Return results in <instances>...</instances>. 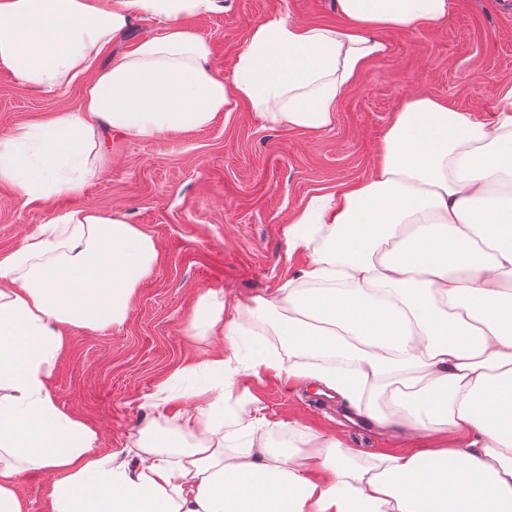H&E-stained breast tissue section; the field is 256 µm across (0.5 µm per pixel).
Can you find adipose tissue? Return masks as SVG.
I'll list each match as a JSON object with an SVG mask.
<instances>
[{
	"instance_id": "adipose-tissue-1",
	"label": "adipose tissue",
	"mask_w": 512,
	"mask_h": 512,
	"mask_svg": "<svg viewBox=\"0 0 512 512\" xmlns=\"http://www.w3.org/2000/svg\"><path fill=\"white\" fill-rule=\"evenodd\" d=\"M452 0H336L344 27L273 14L254 23L230 78L190 19L223 0H0V68L35 92L83 86V104L0 135V183L28 202L78 192L103 164L100 127L147 140L196 131L248 105L273 128L329 130L365 64L387 55L382 30L445 23ZM156 33L122 55L112 45L142 17ZM304 256L278 288L236 307L202 293L191 329L227 343L270 322L279 348L247 361L212 357L206 406L180 412L208 438L177 458L130 466L63 411L49 380L65 329L123 322L157 259L124 214L66 211L0 258V512H26L20 477H60L49 512H512V81L492 121L428 97L396 112L373 175L313 197L285 229ZM272 372L316 384L415 447L361 468L351 449L294 435L231 406L240 376ZM247 436L233 446L230 434Z\"/></svg>"
}]
</instances>
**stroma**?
Masks as SVG:
<instances>
[{
    "instance_id": "35a3bbf8",
    "label": "stroma",
    "mask_w": 512,
    "mask_h": 512,
    "mask_svg": "<svg viewBox=\"0 0 512 512\" xmlns=\"http://www.w3.org/2000/svg\"><path fill=\"white\" fill-rule=\"evenodd\" d=\"M279 14L338 27L336 0H224L221 11L194 18L193 30L211 46V66L229 76L251 25ZM385 57L371 61L338 102L327 131L281 130L248 106L220 113L204 129L135 140L101 129L105 162L79 193L50 205L24 203L0 183V255L19 249L30 229L56 213L92 208L119 211L157 247L153 271L137 289L126 319L102 330L71 326L50 381L67 413L96 428L102 448L115 452L136 441L169 457L191 448L203 431L177 428L150 396L173 371L226 352L221 335L196 336L189 315L201 293L217 292L224 317L237 302L266 295L300 267L288 256L284 228L315 195L365 180L376 167L394 114L418 95L484 118L501 82L512 80V0H454L449 20L421 30L389 28ZM82 87L36 95L0 69V133L78 109ZM253 414L296 424L294 444L307 433L339 440L358 462L391 448H408L365 422L346 420L339 399L316 395L304 381L264 372L237 381Z\"/></svg>"
}]
</instances>
